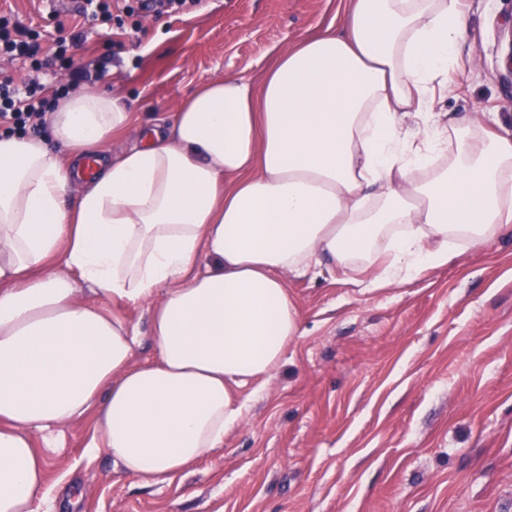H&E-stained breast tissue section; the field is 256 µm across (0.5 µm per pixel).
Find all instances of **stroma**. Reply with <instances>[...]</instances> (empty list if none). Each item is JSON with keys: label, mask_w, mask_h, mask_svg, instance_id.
<instances>
[{"label": "stroma", "mask_w": 512, "mask_h": 512, "mask_svg": "<svg viewBox=\"0 0 512 512\" xmlns=\"http://www.w3.org/2000/svg\"><path fill=\"white\" fill-rule=\"evenodd\" d=\"M340 0H200L89 27L77 63L145 120L202 84L260 80L278 54L342 20ZM471 35L441 108L512 130L502 32L512 0H470ZM39 32L41 57L78 14L0 0ZM302 336L224 446L151 486L89 456L92 419L58 429L48 484L72 512H512V232L458 242L445 265L369 291L334 270L287 277Z\"/></svg>", "instance_id": "35a3bbf8"}]
</instances>
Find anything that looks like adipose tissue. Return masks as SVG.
I'll return each instance as SVG.
<instances>
[{"label": "adipose tissue", "instance_id": "1", "mask_svg": "<svg viewBox=\"0 0 512 512\" xmlns=\"http://www.w3.org/2000/svg\"><path fill=\"white\" fill-rule=\"evenodd\" d=\"M342 4L261 83L212 81L117 157L135 116L108 90L60 100L46 136H0V512H39L37 440L89 415L86 454L145 484L214 456L301 334L285 275L405 284L512 229V133L435 98L466 0ZM86 286L146 307L152 358Z\"/></svg>", "mask_w": 512, "mask_h": 512}]
</instances>
